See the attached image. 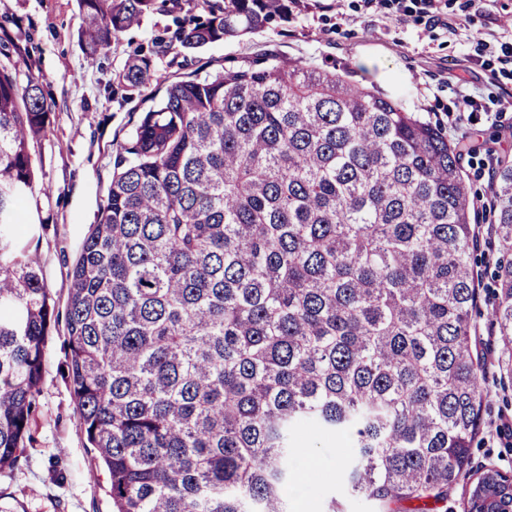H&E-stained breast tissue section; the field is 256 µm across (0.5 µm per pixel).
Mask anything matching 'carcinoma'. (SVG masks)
Listing matches in <instances>:
<instances>
[{"label":"carcinoma","instance_id":"obj_1","mask_svg":"<svg viewBox=\"0 0 512 512\" xmlns=\"http://www.w3.org/2000/svg\"><path fill=\"white\" fill-rule=\"evenodd\" d=\"M155 0H79L95 59ZM296 0H199L195 49L288 17ZM0 62V471L31 441L55 320L16 246L30 141L53 106ZM71 274L66 358L113 512H289L290 460L344 439V499L447 512L480 426L485 359L470 310L479 225L441 129L314 63L154 78ZM494 330L512 363V162L497 163ZM503 508L512 480L492 474Z\"/></svg>","mask_w":512,"mask_h":512}]
</instances>
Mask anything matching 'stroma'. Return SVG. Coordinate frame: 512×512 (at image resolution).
<instances>
[{
    "label": "stroma",
    "mask_w": 512,
    "mask_h": 512,
    "mask_svg": "<svg viewBox=\"0 0 512 512\" xmlns=\"http://www.w3.org/2000/svg\"><path fill=\"white\" fill-rule=\"evenodd\" d=\"M464 0H443L448 25L430 23L416 0H301L288 21L186 52L153 40L174 15L158 0L140 25L88 63L79 40L78 0H0V60L19 64L20 77L40 76L56 109L51 123L30 144L35 180L23 203L18 247L38 259L56 320L46 342L41 393L31 424L33 440L14 468L0 471V494L22 512H112L109 479L78 424L66 379V311L71 272L81 245L104 203L119 143L133 132L150 100L119 86L128 52L152 47L155 76L238 67L266 53L291 62H313L377 89L445 129L449 141L478 146L463 167L475 197L491 192L495 157L512 159V112L498 111L512 90V0H484L483 15L466 18ZM477 107L460 128L452 109L463 97ZM476 255L483 288L472 311L479 346L487 350L481 382L483 409L471 449L472 473L448 496V512H466L478 474L494 469L512 475V374L503 369L492 325L489 291L498 253L481 239ZM344 448L325 436L315 450L293 461L290 512H324L330 496L342 495L336 478ZM316 477H307L309 468Z\"/></svg>",
    "instance_id": "obj_1"
}]
</instances>
